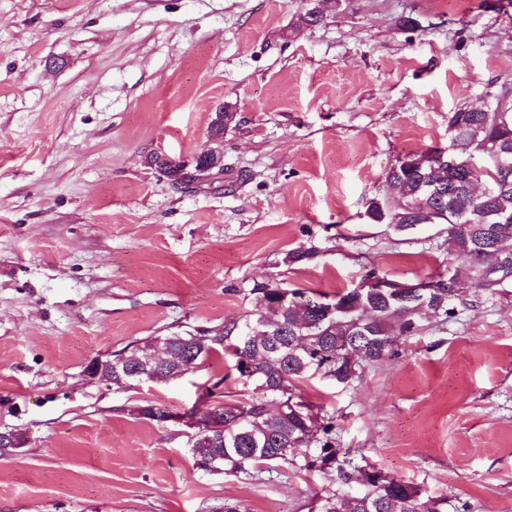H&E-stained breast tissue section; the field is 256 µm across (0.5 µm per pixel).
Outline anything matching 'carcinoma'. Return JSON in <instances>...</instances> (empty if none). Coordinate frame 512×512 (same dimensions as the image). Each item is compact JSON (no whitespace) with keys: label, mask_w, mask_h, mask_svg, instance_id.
Masks as SVG:
<instances>
[{"label":"carcinoma","mask_w":512,"mask_h":512,"mask_svg":"<svg viewBox=\"0 0 512 512\" xmlns=\"http://www.w3.org/2000/svg\"><path fill=\"white\" fill-rule=\"evenodd\" d=\"M484 104V112L464 108L448 117L473 176L484 166L512 167V91L492 94ZM416 158L415 153L404 155L385 174L402 204L374 199L369 218L401 232L411 225L446 224L455 251L470 256L462 275L488 290L511 281L512 263L500 264L496 247L512 248V176L506 183L485 176L487 193L477 198L462 171L437 165L421 172ZM240 292L256 297L263 311L198 335L173 332L133 342L112 355V385L127 389L141 384L136 372L158 349L164 350L170 371L179 363L227 352L236 379L254 386L256 396L226 402L219 392L223 381L205 387L204 395L214 402L199 420L215 428L204 429L190 444L195 467L237 476L261 464L289 461L300 470L336 473L338 487L315 495L310 512H443L448 500L430 497L375 467L353 465L336 446L333 423L321 425L297 391L314 379L348 386L365 367L399 356L402 344L425 328L427 318L416 311L422 301H428L434 318L450 316L458 294L449 291L446 279L428 281L424 288L411 283L399 301L373 288H349L334 294L343 309L330 316L324 311V293L278 288L270 281ZM131 412L161 423L169 416L153 405ZM354 471L360 473L362 489L350 495L345 487Z\"/></svg>","instance_id":"1"}]
</instances>
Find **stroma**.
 <instances>
[{"label": "stroma", "instance_id": "35a3bbf8", "mask_svg": "<svg viewBox=\"0 0 512 512\" xmlns=\"http://www.w3.org/2000/svg\"><path fill=\"white\" fill-rule=\"evenodd\" d=\"M0 0V512H307L335 474L261 465L209 475L189 427L202 386L248 389L216 355L119 389L84 370L128 344L256 311L240 287L333 294L368 270L415 283L463 268L442 224L367 216L405 154L450 141L451 112L512 85L497 0ZM224 176L180 187L219 106ZM312 260L289 262L292 251ZM302 396L336 418L353 463L448 501L512 512V282L462 283L450 316L398 357Z\"/></svg>", "mask_w": 512, "mask_h": 512}]
</instances>
